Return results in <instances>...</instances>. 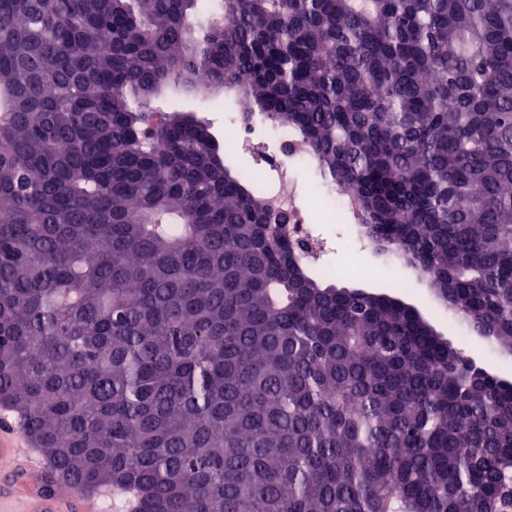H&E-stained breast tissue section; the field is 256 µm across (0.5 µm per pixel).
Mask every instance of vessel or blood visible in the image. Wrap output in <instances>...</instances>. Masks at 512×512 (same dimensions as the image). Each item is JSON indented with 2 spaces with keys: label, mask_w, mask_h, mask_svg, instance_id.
I'll list each match as a JSON object with an SVG mask.
<instances>
[{
  "label": "vessel or blood",
  "mask_w": 512,
  "mask_h": 512,
  "mask_svg": "<svg viewBox=\"0 0 512 512\" xmlns=\"http://www.w3.org/2000/svg\"><path fill=\"white\" fill-rule=\"evenodd\" d=\"M46 471L19 424L0 427V512H103L108 492L64 495L37 488Z\"/></svg>",
  "instance_id": "vessel-or-blood-1"
}]
</instances>
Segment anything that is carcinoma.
I'll return each mask as SVG.
<instances>
[{
    "mask_svg": "<svg viewBox=\"0 0 512 512\" xmlns=\"http://www.w3.org/2000/svg\"><path fill=\"white\" fill-rule=\"evenodd\" d=\"M236 98L512 353V0H0V409L126 512H512V382L338 287L209 125Z\"/></svg>",
    "mask_w": 512,
    "mask_h": 512,
    "instance_id": "cac0c4a2",
    "label": "carcinoma"
}]
</instances>
